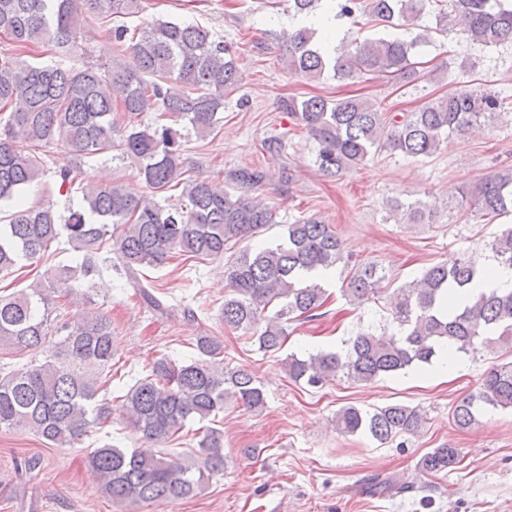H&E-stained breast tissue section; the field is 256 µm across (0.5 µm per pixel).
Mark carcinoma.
Here are the masks:
<instances>
[{
    "instance_id": "obj_1",
    "label": "carcinoma",
    "mask_w": 512,
    "mask_h": 512,
    "mask_svg": "<svg viewBox=\"0 0 512 512\" xmlns=\"http://www.w3.org/2000/svg\"><path fill=\"white\" fill-rule=\"evenodd\" d=\"M335 2L336 17L357 25L413 26L434 10L438 33L451 28L486 47L512 42V0ZM139 8L140 0H0V33L8 40L0 50V202L15 199L44 174L41 159L20 144L37 148L59 140L85 157L117 146L138 163L140 184L153 193L181 184L187 202L166 207L134 188L88 180L80 188L82 205L63 220L49 204L20 203L0 224V275L40 259L64 236L77 256L46 271L47 278L62 284L67 298L77 287L89 293L96 289L100 252L110 242L128 282L159 310L160 301L137 278L140 267H160L177 254L220 258L277 223V213L262 199L226 191L207 176L183 180L181 133L167 120H185L198 136H206L220 122L224 93L242 79L235 53L209 30L157 21L129 39L125 26H115L110 29L111 58L82 70L23 58L22 51L34 45L72 48L89 15L120 17ZM420 41L419 35L356 39L340 43L329 55L314 30L300 27L288 33L283 58L289 71L307 79L331 73L344 81L364 76L408 80L416 75L414 49ZM119 106L126 112L121 126L113 118ZM280 107L316 142L318 170L337 176L383 152L430 158L448 145V136L493 122L512 102L489 88H465L410 112H382L361 97H289L280 100ZM144 112L157 113L154 125L137 121ZM262 180L257 170L238 169L231 176L236 185L256 186ZM462 199L489 223L512 217V170L472 183ZM395 209L418 224L430 212L422 200L398 201ZM487 249L494 261L512 268V225ZM351 260L332 225L314 215L298 218L282 241L247 246L227 266L224 326L257 343L260 351H279L292 323L315 318L325 306L324 289L303 273L346 267ZM483 273L465 252L450 265L426 268L389 297L393 332L365 330L342 354H290L285 359L288 377L313 388L340 375L368 384L382 375L431 365L446 347L464 354L499 348L512 352V289L481 291L470 304H456L455 290L472 287ZM383 279L377 265L360 263L342 296L352 304L377 300ZM52 311L41 283L0 294V351L43 355L26 368L0 370V429L29 431L51 446L65 447L112 418V405L97 397L112 382L115 350L112 321L105 315L86 313L61 325L66 335L55 336ZM195 349L197 357L182 363L155 360L150 374L122 396L121 408L146 441L167 442L187 422L224 411L227 400L253 410L265 407L256 376L224 364L221 340L200 336ZM491 407L512 408V361L492 365L478 390L457 402L454 423L471 428ZM423 423L418 409L400 403L373 410L349 405L336 412L337 430L382 445L417 433ZM457 456L455 448H433L419 459L418 469L437 475L454 466ZM227 462L224 432L213 426L197 433L196 454L184 459L108 443L89 456L102 493L126 506L192 498Z\"/></svg>"
}]
</instances>
